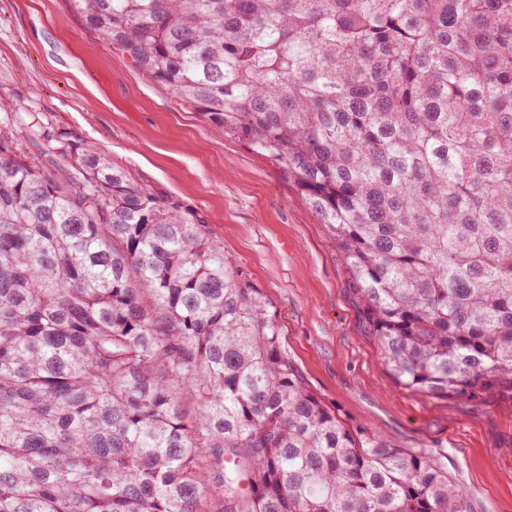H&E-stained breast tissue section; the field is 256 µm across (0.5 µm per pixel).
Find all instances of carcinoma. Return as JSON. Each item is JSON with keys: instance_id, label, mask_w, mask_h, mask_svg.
Returning <instances> with one entry per match:
<instances>
[{"instance_id": "obj_1", "label": "carcinoma", "mask_w": 512, "mask_h": 512, "mask_svg": "<svg viewBox=\"0 0 512 512\" xmlns=\"http://www.w3.org/2000/svg\"><path fill=\"white\" fill-rule=\"evenodd\" d=\"M326 224L396 383L512 399V0H70ZM0 128V512H468L350 429L198 216ZM195 405L193 414L185 401Z\"/></svg>"}]
</instances>
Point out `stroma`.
Returning a JSON list of instances; mask_svg holds the SVG:
<instances>
[{
    "label": "stroma",
    "instance_id": "stroma-1",
    "mask_svg": "<svg viewBox=\"0 0 512 512\" xmlns=\"http://www.w3.org/2000/svg\"><path fill=\"white\" fill-rule=\"evenodd\" d=\"M1 101L14 155L44 158L65 138L200 213L328 407L351 429L433 456L465 488L468 512H512V400L400 387L364 333L326 225L276 164L142 76L69 0H0Z\"/></svg>",
    "mask_w": 512,
    "mask_h": 512
}]
</instances>
